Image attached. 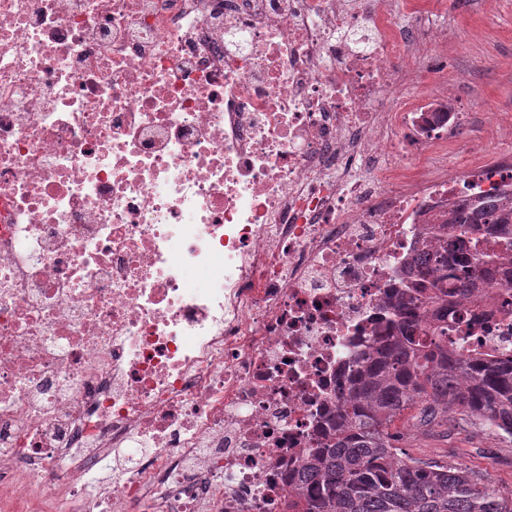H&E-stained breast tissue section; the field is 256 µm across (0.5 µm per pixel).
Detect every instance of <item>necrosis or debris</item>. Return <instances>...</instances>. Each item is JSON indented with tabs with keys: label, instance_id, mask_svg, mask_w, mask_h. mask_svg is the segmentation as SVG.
<instances>
[{
	"label": "necrosis or debris",
	"instance_id": "obj_1",
	"mask_svg": "<svg viewBox=\"0 0 512 512\" xmlns=\"http://www.w3.org/2000/svg\"><path fill=\"white\" fill-rule=\"evenodd\" d=\"M447 42L408 0H0V512H288L449 204L512 196L510 151L448 168ZM511 299L449 308L464 353L512 356Z\"/></svg>",
	"mask_w": 512,
	"mask_h": 512
}]
</instances>
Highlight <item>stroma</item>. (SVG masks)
<instances>
[{"mask_svg": "<svg viewBox=\"0 0 512 512\" xmlns=\"http://www.w3.org/2000/svg\"><path fill=\"white\" fill-rule=\"evenodd\" d=\"M448 64L464 77L457 89L472 115L463 128L460 146L448 156L449 165L466 167L474 158L468 146L478 145L485 158L512 148L497 137L494 121L512 120V0H447ZM401 456L462 467L475 479L491 483L512 496V438L458 410L447 425L426 433L403 419L391 428Z\"/></svg>", "mask_w": 512, "mask_h": 512, "instance_id": "1", "label": "stroma"}]
</instances>
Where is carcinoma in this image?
<instances>
[{
    "mask_svg": "<svg viewBox=\"0 0 512 512\" xmlns=\"http://www.w3.org/2000/svg\"><path fill=\"white\" fill-rule=\"evenodd\" d=\"M444 223L464 225L481 262H442L421 275L417 297L398 305L395 333L382 337L354 371L329 435L301 465L290 504L296 512H512L498 490L462 468L398 456L389 431L407 410L425 427L456 408L512 437V357L461 353L464 337L448 323V282L472 288L509 275L501 266L512 255V234L491 243L484 233L487 224L512 225V200H463ZM418 301L437 305L436 313L426 316Z\"/></svg>",
    "mask_w": 512,
    "mask_h": 512,
    "instance_id": "1",
    "label": "carcinoma"
}]
</instances>
